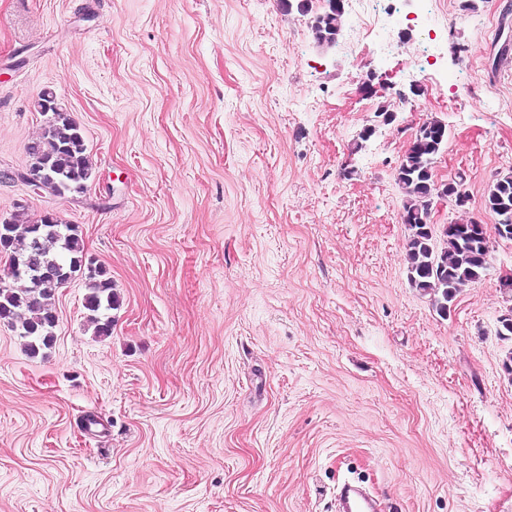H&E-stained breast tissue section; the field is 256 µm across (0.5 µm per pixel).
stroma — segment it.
<instances>
[{
    "instance_id": "stroma-1",
    "label": "stroma",
    "mask_w": 512,
    "mask_h": 512,
    "mask_svg": "<svg viewBox=\"0 0 512 512\" xmlns=\"http://www.w3.org/2000/svg\"><path fill=\"white\" fill-rule=\"evenodd\" d=\"M463 2L430 0L420 70L386 4L326 47L323 0H0V220L76 225L120 297L99 337L83 279L60 288L35 357L0 322V512H332L346 480L386 512H512V241L438 313L395 180L442 121L436 180L465 173L495 221L512 0ZM46 88L84 132L85 193L21 178Z\"/></svg>"
}]
</instances>
